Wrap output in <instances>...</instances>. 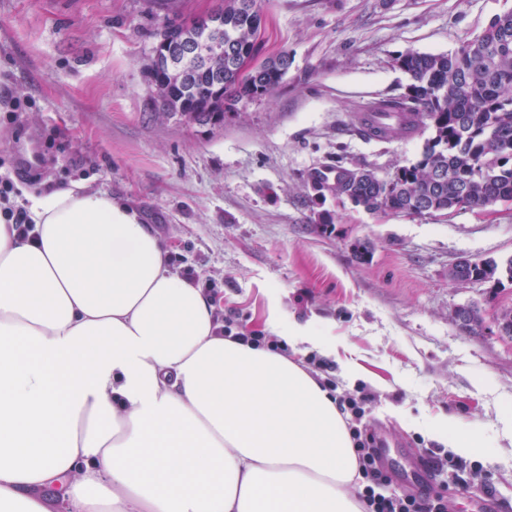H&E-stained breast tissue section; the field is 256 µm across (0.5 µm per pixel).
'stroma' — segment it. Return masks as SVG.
I'll return each mask as SVG.
<instances>
[{
  "instance_id": "stroma-1",
  "label": "stroma",
  "mask_w": 512,
  "mask_h": 512,
  "mask_svg": "<svg viewBox=\"0 0 512 512\" xmlns=\"http://www.w3.org/2000/svg\"><path fill=\"white\" fill-rule=\"evenodd\" d=\"M259 56L292 64L271 95L234 102L216 125L159 115L146 71L162 0H0V174L12 204L74 180L135 209L170 268L214 280L244 333L277 337L271 318L308 326L337 393L373 394L361 426L380 437L387 491L446 486L449 512H512V340L494 322L512 283L459 285L460 259L512 257V205L406 217L347 200L318 204L311 170L388 175L414 163L428 132L361 135L355 117L402 94L396 64L443 54L479 35L512 0H259ZM334 216L318 224L321 210ZM368 254L355 259L356 245ZM480 307L479 333L457 307ZM357 362V377L343 366ZM442 416L478 431L486 455L458 456L431 428ZM438 449L442 469L425 449Z\"/></svg>"
}]
</instances>
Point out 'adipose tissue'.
<instances>
[{
	"label": "adipose tissue",
	"instance_id": "adipose-tissue-1",
	"mask_svg": "<svg viewBox=\"0 0 512 512\" xmlns=\"http://www.w3.org/2000/svg\"><path fill=\"white\" fill-rule=\"evenodd\" d=\"M27 198L29 237L0 205V512H364L313 375L220 335L128 205Z\"/></svg>",
	"mask_w": 512,
	"mask_h": 512
}]
</instances>
